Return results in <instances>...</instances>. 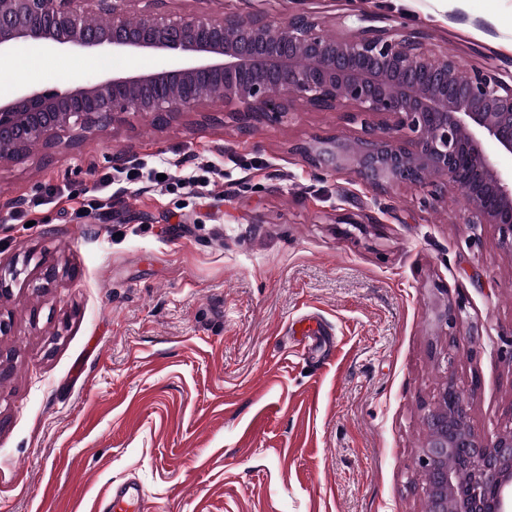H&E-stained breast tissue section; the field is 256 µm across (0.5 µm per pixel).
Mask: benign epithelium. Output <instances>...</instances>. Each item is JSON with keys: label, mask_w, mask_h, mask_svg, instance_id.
<instances>
[{"label": "benign epithelium", "mask_w": 512, "mask_h": 512, "mask_svg": "<svg viewBox=\"0 0 512 512\" xmlns=\"http://www.w3.org/2000/svg\"><path fill=\"white\" fill-rule=\"evenodd\" d=\"M164 0H0V56L153 55L150 71H112L47 92L20 83L0 96V166L34 149L56 159L65 132L106 129L135 112L159 123L202 107L229 113L243 134L302 104L340 112L362 135L301 153L313 166L352 168L375 192L394 185L461 192L470 224H491L512 253V73L492 62L464 69L425 47L428 33L389 15L352 10L330 26L319 15L276 17L275 0L242 19L174 16ZM440 333L461 326L450 304ZM418 458L426 512H512V431L472 430L465 394L448 382L425 415Z\"/></svg>", "instance_id": "obj_1"}]
</instances>
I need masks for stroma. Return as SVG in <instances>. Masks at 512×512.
<instances>
[{"label":"stroma","instance_id":"35a3bbf8","mask_svg":"<svg viewBox=\"0 0 512 512\" xmlns=\"http://www.w3.org/2000/svg\"><path fill=\"white\" fill-rule=\"evenodd\" d=\"M257 0H166L247 16ZM278 18L386 13L467 66H512V0H278ZM47 59L36 86L95 69ZM360 125L298 107L242 134L225 113L156 124L131 112L78 146L0 168V512H102L131 483L143 512H425L423 417L454 382L474 432L512 429V254L433 204L328 173L300 147ZM218 173L189 191L112 185L126 161ZM68 185L33 208L48 187ZM54 284L33 287L46 267ZM471 333L437 329L445 304ZM326 331L311 342L291 326Z\"/></svg>","mask_w":512,"mask_h":512}]
</instances>
